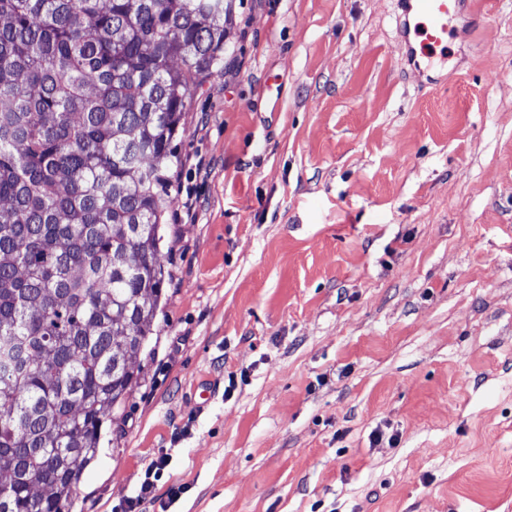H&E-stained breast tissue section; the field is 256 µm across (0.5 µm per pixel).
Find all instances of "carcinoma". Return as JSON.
Segmentation results:
<instances>
[{"label": "carcinoma", "mask_w": 512, "mask_h": 512, "mask_svg": "<svg viewBox=\"0 0 512 512\" xmlns=\"http://www.w3.org/2000/svg\"><path fill=\"white\" fill-rule=\"evenodd\" d=\"M235 0H0V512H69L153 333L172 146Z\"/></svg>", "instance_id": "carcinoma-1"}]
</instances>
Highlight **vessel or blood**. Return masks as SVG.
<instances>
[{
  "label": "vessel or blood",
  "mask_w": 512,
  "mask_h": 512,
  "mask_svg": "<svg viewBox=\"0 0 512 512\" xmlns=\"http://www.w3.org/2000/svg\"><path fill=\"white\" fill-rule=\"evenodd\" d=\"M468 0H399L398 25L415 36L407 60L419 72L430 70V59L448 50V18L461 13Z\"/></svg>",
  "instance_id": "1"
}]
</instances>
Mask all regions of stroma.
<instances>
[{"mask_svg": "<svg viewBox=\"0 0 512 512\" xmlns=\"http://www.w3.org/2000/svg\"><path fill=\"white\" fill-rule=\"evenodd\" d=\"M397 0H242L171 279L70 512H512V0L430 76ZM182 487L178 497L170 488ZM168 465V458L166 456H160L157 460H155L146 470L145 478L140 485L139 492L136 497L129 500L123 511L125 512H134L140 503L146 499L149 494L152 492L154 487V482L159 480L163 471Z\"/></svg>", "mask_w": 512, "mask_h": 512, "instance_id": "obj_1", "label": "stroma"}]
</instances>
